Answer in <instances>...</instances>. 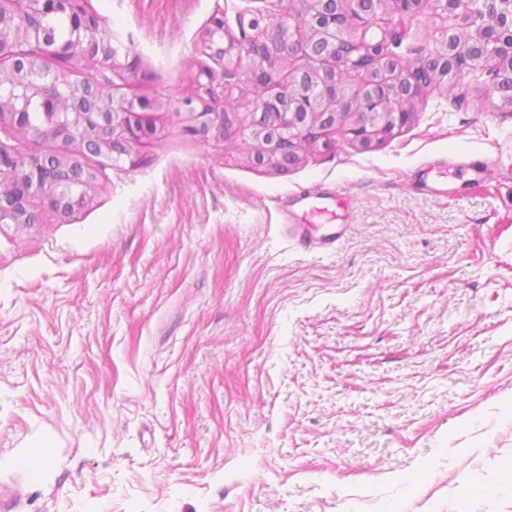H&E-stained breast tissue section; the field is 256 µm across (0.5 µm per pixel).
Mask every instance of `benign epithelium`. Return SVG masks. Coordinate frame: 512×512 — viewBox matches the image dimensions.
Returning <instances> with one entry per match:
<instances>
[{
    "label": "benign epithelium",
    "instance_id": "7a95c632",
    "mask_svg": "<svg viewBox=\"0 0 512 512\" xmlns=\"http://www.w3.org/2000/svg\"><path fill=\"white\" fill-rule=\"evenodd\" d=\"M14 13L0 14V68L8 66L10 76L0 81V130L31 136L23 99L39 95L52 100L56 122L39 132L43 139L61 143L58 160L44 167L41 156L22 157L0 146V219L30 225L25 210L30 199L41 194L43 205L65 216L83 208L87 190L96 186L97 172H80L81 160L95 153L112 162L114 155H130L141 140L153 134L144 112L146 101L117 102L112 92L87 75L73 79L72 62L112 68L115 60L105 59L99 33V18L85 0H3ZM298 5L299 22L290 29L263 18L239 16V33L224 29V17L215 16L201 35L207 55L219 64L213 70L198 69L192 81L197 96L186 101L197 112L194 131L202 137L221 136L227 123L220 102L224 100V77L235 75L252 91L251 137L263 148L258 162L276 164L284 154L292 157L304 147L328 146L327 128L344 127L351 141L362 151L375 148L414 117V102L423 85L416 81V69L402 65L389 47L395 29L383 30L381 37L366 34L350 55L340 53L347 23H355L359 0H342L341 17L323 9V0H290ZM390 14L400 17L419 13L427 0H390ZM436 13L448 20L445 39L437 49L435 80H453L462 68L474 71L488 59L496 61L494 88L506 91L501 107L512 108V0H498L494 23L484 22L478 13L465 8V0H433ZM65 14L81 38L59 42L39 26L21 29L26 42L39 45L31 64L18 65L10 46L17 39L5 32L24 13ZM86 91L91 108L81 110L72 90Z\"/></svg>",
    "mask_w": 512,
    "mask_h": 512
}]
</instances>
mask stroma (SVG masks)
Instances as JSON below:
<instances>
[{
  "instance_id": "stroma-1",
  "label": "stroma",
  "mask_w": 512,
  "mask_h": 512,
  "mask_svg": "<svg viewBox=\"0 0 512 512\" xmlns=\"http://www.w3.org/2000/svg\"><path fill=\"white\" fill-rule=\"evenodd\" d=\"M158 100L92 203L0 224V490L16 512H512V112L494 61L427 88L370 151L344 131L257 165L245 85L223 136L182 103L216 11L90 0ZM397 55L445 36L394 18ZM349 211L335 249L288 233Z\"/></svg>"
}]
</instances>
